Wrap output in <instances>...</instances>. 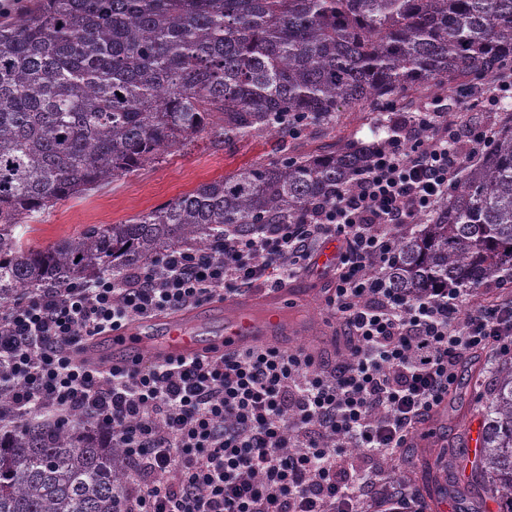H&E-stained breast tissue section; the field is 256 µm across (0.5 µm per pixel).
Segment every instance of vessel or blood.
Wrapping results in <instances>:
<instances>
[{"label": "vessel or blood", "instance_id": "1", "mask_svg": "<svg viewBox=\"0 0 512 512\" xmlns=\"http://www.w3.org/2000/svg\"><path fill=\"white\" fill-rule=\"evenodd\" d=\"M288 293L274 290L258 297H230L224 301V328L219 335H201L190 316L165 320L134 321L110 332L113 363L131 367L149 354L152 362L179 359L214 360L227 353L267 345L274 337L288 335Z\"/></svg>", "mask_w": 512, "mask_h": 512}]
</instances>
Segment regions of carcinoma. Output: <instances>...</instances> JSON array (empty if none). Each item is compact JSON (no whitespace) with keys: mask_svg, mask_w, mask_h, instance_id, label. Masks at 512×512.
Returning a JSON list of instances; mask_svg holds the SVG:
<instances>
[{"mask_svg":"<svg viewBox=\"0 0 512 512\" xmlns=\"http://www.w3.org/2000/svg\"><path fill=\"white\" fill-rule=\"evenodd\" d=\"M512 75V0H37L0 19V310L117 276L224 232L295 224L351 190L380 143L257 164L122 224L44 247L18 225L203 131L288 135L410 89ZM390 287L480 288L512 274V113L398 238ZM468 484L512 512V360L494 368ZM123 451L75 412L0 432V512H117Z\"/></svg>","mask_w":512,"mask_h":512,"instance_id":"carcinoma-1","label":"carcinoma"}]
</instances>
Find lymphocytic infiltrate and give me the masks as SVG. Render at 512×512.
<instances>
[{"mask_svg":"<svg viewBox=\"0 0 512 512\" xmlns=\"http://www.w3.org/2000/svg\"><path fill=\"white\" fill-rule=\"evenodd\" d=\"M429 115L401 117L353 191L298 224H261L213 247L175 251L118 278L42 292L0 319V389L19 415L79 410L119 443L127 476L117 512H420L397 477L374 468L447 398L461 361L512 359V300L475 289L411 296L378 267L400 228L433 208L461 164L447 129L405 148ZM342 240L327 307L347 355L325 362L274 347L215 361L101 370L84 341L135 318L223 293L277 290L319 242Z\"/></svg>","mask_w":512,"mask_h":512,"instance_id":"obj_1","label":"lymphocytic infiltrate"}]
</instances>
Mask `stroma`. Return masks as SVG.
<instances>
[{"instance_id":"1","label":"stroma","mask_w":512,"mask_h":512,"mask_svg":"<svg viewBox=\"0 0 512 512\" xmlns=\"http://www.w3.org/2000/svg\"><path fill=\"white\" fill-rule=\"evenodd\" d=\"M506 110L512 112V86L505 88L489 80L476 94L463 87L446 91L433 87L410 93L391 105L382 98L372 99L364 106L340 110L331 124L308 126L285 138L266 132L225 142L203 132L191 143L165 151L158 162L100 190L57 203L36 219L19 225L16 233L24 243L45 246L93 224H120L243 167L319 148L333 149L352 141L382 139L383 125L400 115L432 113L439 131L467 126L491 130ZM332 279L331 271L313 266L287 284L289 294L302 292L308 296L305 308L292 316L298 327L294 346L315 352L322 360L333 359L336 351L346 347L342 330L326 305ZM497 362L491 353L469 356L459 366V378L448 395L444 416L429 417L421 424V433L442 447V454L423 457L417 449L408 447L392 456L389 469L401 475L409 492L418 495L440 486L452 489L465 484L476 456L475 449L468 445V434L477 415L469 406L489 394Z\"/></svg>"}]
</instances>
